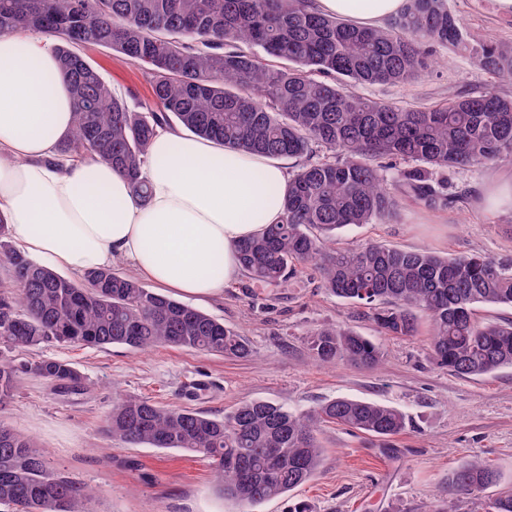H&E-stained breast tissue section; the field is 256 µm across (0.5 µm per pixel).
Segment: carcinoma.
I'll use <instances>...</instances> for the list:
<instances>
[{
	"label": "carcinoma",
	"instance_id": "obj_1",
	"mask_svg": "<svg viewBox=\"0 0 512 512\" xmlns=\"http://www.w3.org/2000/svg\"><path fill=\"white\" fill-rule=\"evenodd\" d=\"M29 32L53 44L74 97L71 135L59 156L95 158L119 169L146 196L142 169L163 129H182L231 148L301 164L288 177L280 223L242 241V273L279 286L314 266L322 287L368 310L380 331L415 336L428 322L437 364L462 377L512 367V321L477 318L480 306L512 307V259L442 256L428 248L367 242L332 246L348 227L397 216L396 190L426 206L447 202L434 169L512 165V97L495 91L432 108H402L358 95L359 85H409L433 66L436 45L463 49L477 65L512 79V44L473 46L446 0H406L386 28L319 13L313 0H0V34ZM103 47L149 79L145 111L115 94L86 50ZM281 61L271 66L255 53ZM329 155L318 157V150ZM414 163L399 177L382 161ZM0 254L13 283L0 286V345L44 342L121 345L133 352L185 347L238 359L251 356L236 329L146 287L118 269L76 282L37 264L5 241ZM324 364L373 369L380 348L357 333L323 326L310 342ZM29 371L70 391L83 387L70 364L43 358L16 366L0 358V409ZM325 423L388 440L405 427L398 409L336 398L296 413L269 400H245L222 417L117 399L109 434L124 444L186 449L208 459L224 498L248 508L284 496L320 465ZM499 483L490 464L470 461L448 473V493L479 496ZM92 488L53 473L28 435L0 422V504L15 512H93ZM486 512H512V491Z\"/></svg>",
	"mask_w": 512,
	"mask_h": 512
}]
</instances>
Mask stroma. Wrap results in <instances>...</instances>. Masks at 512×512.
I'll use <instances>...</instances> for the list:
<instances>
[{
  "label": "stroma",
  "mask_w": 512,
  "mask_h": 512,
  "mask_svg": "<svg viewBox=\"0 0 512 512\" xmlns=\"http://www.w3.org/2000/svg\"><path fill=\"white\" fill-rule=\"evenodd\" d=\"M470 43L512 42V16L497 13L494 0H447ZM114 92L132 108L149 98V81L108 49L88 50ZM432 71L412 84L361 85L357 91L401 107L426 108L488 90L512 95V80L474 65L468 52L436 48ZM460 202L429 208L401 195L400 215L389 224H366L339 234L348 248L368 241L404 248L427 247L441 255L480 254L512 258V210H492L482 194L512 180V165L434 171ZM199 309L239 330L253 355L247 359L158 347L134 353L48 342L16 353L17 362L40 358L71 363L82 391L71 393L30 373H20L0 421L30 435L52 468L97 490L95 512H239L216 493L211 462L183 449L113 442L105 419L120 397H148L221 417L240 401L278 402L306 412L340 397L370 399L407 417L405 431L383 442L329 424L321 427L320 468L289 496L252 512H288L302 501L310 512H477L470 496L448 492V474L481 457L512 487V368L463 378L438 367L426 334L387 336L368 314L330 295L313 269L279 287L238 277ZM359 333L379 345L382 361L364 370L340 362L325 366L309 351L311 333L323 325Z\"/></svg>",
  "instance_id": "35a3bbf8"
}]
</instances>
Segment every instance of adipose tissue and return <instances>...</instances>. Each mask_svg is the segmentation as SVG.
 Wrapping results in <instances>:
<instances>
[{
	"label": "adipose tissue",
	"mask_w": 512,
	"mask_h": 512,
	"mask_svg": "<svg viewBox=\"0 0 512 512\" xmlns=\"http://www.w3.org/2000/svg\"><path fill=\"white\" fill-rule=\"evenodd\" d=\"M405 0H315L317 11L377 28ZM73 100L49 45L0 36V221L32 261L82 275L128 262L158 288L207 300L241 272L236 248L283 215L275 159L180 130L155 137L139 197L112 166L59 161Z\"/></svg>",
	"instance_id": "adipose-tissue-1"
}]
</instances>
